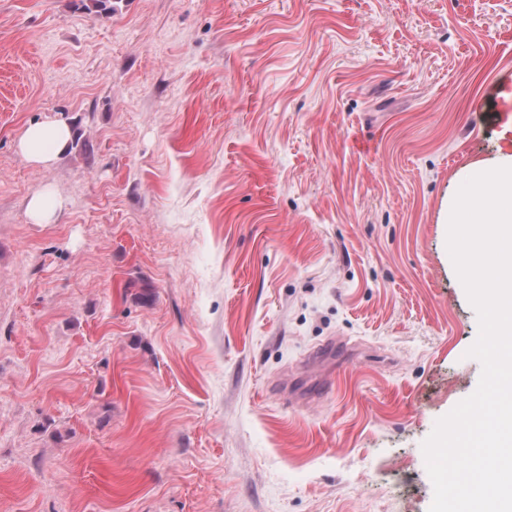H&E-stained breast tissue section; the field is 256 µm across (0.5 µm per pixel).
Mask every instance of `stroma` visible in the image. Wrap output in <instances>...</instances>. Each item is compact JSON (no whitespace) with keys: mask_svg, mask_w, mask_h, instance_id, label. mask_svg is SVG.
<instances>
[{"mask_svg":"<svg viewBox=\"0 0 512 512\" xmlns=\"http://www.w3.org/2000/svg\"><path fill=\"white\" fill-rule=\"evenodd\" d=\"M503 76L512 0H0V512H429ZM71 137L72 129L67 120L47 119L29 124L19 137L17 148L30 164L48 167ZM30 219L36 224H48L54 217L56 206L48 202V195L38 192L32 195L27 204Z\"/></svg>","mask_w":512,"mask_h":512,"instance_id":"stroma-1","label":"stroma"}]
</instances>
